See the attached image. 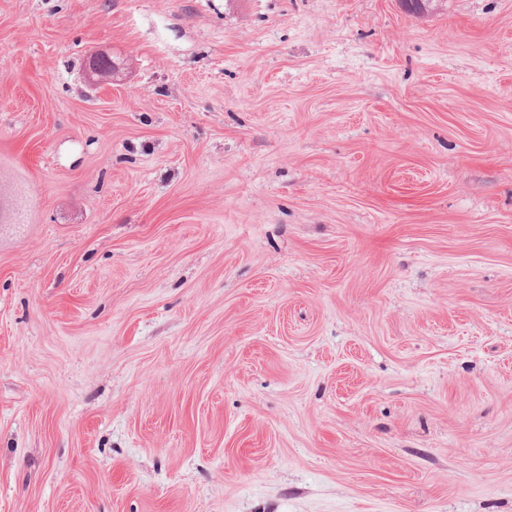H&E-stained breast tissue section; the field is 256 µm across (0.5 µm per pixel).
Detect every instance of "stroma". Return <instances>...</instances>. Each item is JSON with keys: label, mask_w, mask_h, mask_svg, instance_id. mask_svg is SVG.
Segmentation results:
<instances>
[{"label": "stroma", "mask_w": 512, "mask_h": 512, "mask_svg": "<svg viewBox=\"0 0 512 512\" xmlns=\"http://www.w3.org/2000/svg\"><path fill=\"white\" fill-rule=\"evenodd\" d=\"M0 198V512H512V0H0ZM121 65L122 64L112 62V59L108 55L95 53L87 60L86 73L91 82H98L99 78L114 79V77L119 75ZM95 76L98 79H95Z\"/></svg>", "instance_id": "stroma-1"}]
</instances>
